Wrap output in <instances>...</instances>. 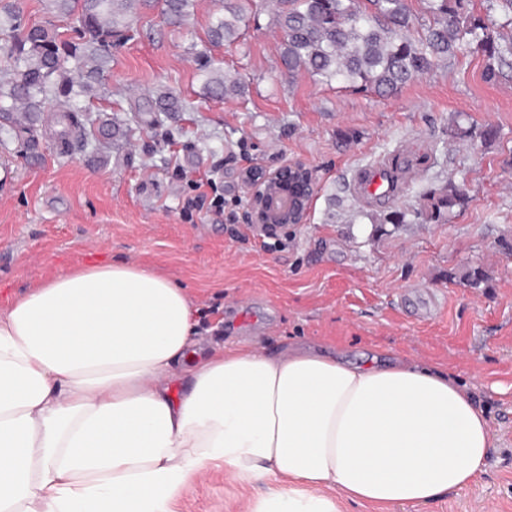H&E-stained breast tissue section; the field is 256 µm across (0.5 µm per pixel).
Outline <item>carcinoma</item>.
<instances>
[{"label":"carcinoma","mask_w":512,"mask_h":512,"mask_svg":"<svg viewBox=\"0 0 512 512\" xmlns=\"http://www.w3.org/2000/svg\"><path fill=\"white\" fill-rule=\"evenodd\" d=\"M47 11L71 21L70 32L50 22L25 26L16 8L0 4V50L8 58V78L0 85V145L9 139L31 160L40 157L46 125L66 154L73 142L83 149H101L125 136L112 118L93 113L85 97L104 86L112 43L132 31L135 0H45ZM163 15L174 25L190 15V0H161ZM251 0H226L224 15L211 23L210 42H233ZM465 0H430L433 21L420 37L412 34L408 0H281L274 23L283 32L281 62L290 73L307 71L380 95L396 92L415 77L433 70L436 61L466 44L484 53L486 77L496 78V65L512 54V40L503 46L480 16L461 17ZM204 91L214 99L241 92L242 82L224 74L221 63L207 58ZM182 111L176 94L164 90L134 112ZM417 216L433 223L449 221L466 194L450 185L426 196Z\"/></svg>","instance_id":"cac0c4a2"}]
</instances>
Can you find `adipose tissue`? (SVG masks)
<instances>
[{
    "instance_id": "adipose-tissue-1",
    "label": "adipose tissue",
    "mask_w": 512,
    "mask_h": 512,
    "mask_svg": "<svg viewBox=\"0 0 512 512\" xmlns=\"http://www.w3.org/2000/svg\"><path fill=\"white\" fill-rule=\"evenodd\" d=\"M183 288L104 262L0 313V512H171L215 464L266 481L247 512H375L475 484L489 422L406 357L193 350Z\"/></svg>"
}]
</instances>
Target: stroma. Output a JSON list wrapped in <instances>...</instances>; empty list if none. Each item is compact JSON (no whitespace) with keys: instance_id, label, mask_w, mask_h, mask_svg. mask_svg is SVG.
Instances as JSON below:
<instances>
[{"instance_id":"35a3bbf8","label":"stroma","mask_w":512,"mask_h":512,"mask_svg":"<svg viewBox=\"0 0 512 512\" xmlns=\"http://www.w3.org/2000/svg\"><path fill=\"white\" fill-rule=\"evenodd\" d=\"M275 2L255 0L239 39L223 45L206 32L224 0H194L182 26L138 5L133 37L113 44L89 105L123 122L171 89L186 110L135 127L94 161L48 139L36 163L0 147V313L54 275L110 261L179 282L209 347L326 348L349 363L408 355L466 385L494 447L474 486L393 512H512V255L499 246L512 239V65L490 80L486 57L464 49L391 95L339 89L285 71ZM200 53L223 59L243 92L204 97ZM286 159L316 171L308 222L257 236L242 220L238 173ZM391 160L399 196L361 202L359 174ZM184 169L216 171L223 211L184 216ZM451 183L467 200L450 222L414 217ZM395 210L403 223H384ZM469 267L485 271L480 287L460 281ZM262 489L213 468L172 512H245Z\"/></svg>"}]
</instances>
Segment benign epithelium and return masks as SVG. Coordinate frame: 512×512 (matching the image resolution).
Returning a JSON list of instances; mask_svg holds the SVG:
<instances>
[{
	"label": "benign epithelium",
	"instance_id": "7a95c632",
	"mask_svg": "<svg viewBox=\"0 0 512 512\" xmlns=\"http://www.w3.org/2000/svg\"><path fill=\"white\" fill-rule=\"evenodd\" d=\"M245 192L244 220L259 236H275L307 223L316 188L315 171L300 159L273 168L240 171Z\"/></svg>",
	"mask_w": 512,
	"mask_h": 512
}]
</instances>
